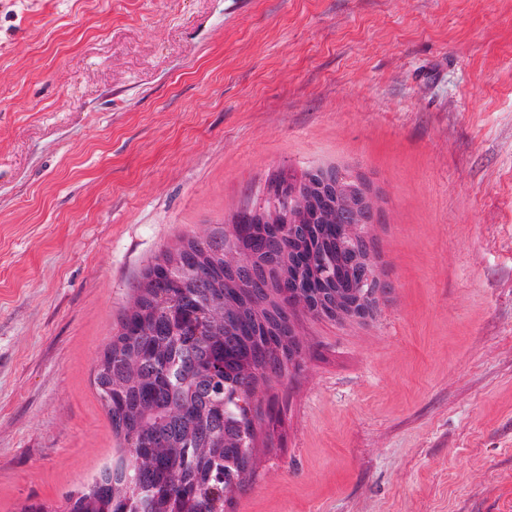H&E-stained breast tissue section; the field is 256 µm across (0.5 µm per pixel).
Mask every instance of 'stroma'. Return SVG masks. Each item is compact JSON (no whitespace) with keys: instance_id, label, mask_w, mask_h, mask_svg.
<instances>
[{"instance_id":"stroma-1","label":"stroma","mask_w":512,"mask_h":512,"mask_svg":"<svg viewBox=\"0 0 512 512\" xmlns=\"http://www.w3.org/2000/svg\"><path fill=\"white\" fill-rule=\"evenodd\" d=\"M334 166L392 290L290 309L228 512H512V0H0V512L116 460L93 370L155 258ZM344 205L350 211V223L347 224L348 229L355 230L363 223V213L367 211L368 214L375 215L379 211V206L372 196H367L363 199L360 197H352L344 201Z\"/></svg>"}]
</instances>
